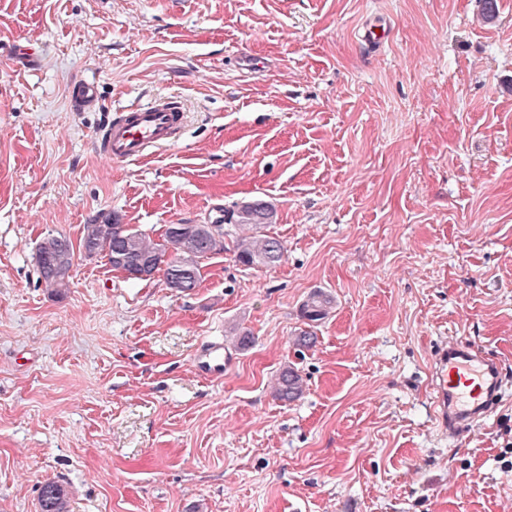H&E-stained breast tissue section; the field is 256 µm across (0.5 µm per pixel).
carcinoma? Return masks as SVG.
Here are the masks:
<instances>
[{
	"label": "carcinoma",
	"mask_w": 512,
	"mask_h": 512,
	"mask_svg": "<svg viewBox=\"0 0 512 512\" xmlns=\"http://www.w3.org/2000/svg\"><path fill=\"white\" fill-rule=\"evenodd\" d=\"M272 204L255 200L241 205L227 225L170 224L161 239L150 236L119 220H104L100 224L84 225L81 241L90 245L89 255H104L113 269L131 280L143 281L163 269L167 284L180 292L197 288L200 263L204 258L224 249V238H230L235 260L246 267H267L280 263L285 254L283 243L264 233V227L274 222ZM74 246L70 238L49 235L38 244L36 261L53 263L62 268L73 266ZM44 288L60 295L69 281L57 274L40 271ZM335 304L333 296L322 290L312 291L301 306L302 317L310 323L323 320ZM306 390V380L291 365L283 366L275 380V397L293 402ZM71 489L57 481L47 482L41 488L40 512H68Z\"/></svg>",
	"instance_id": "cac0c4a2"
}]
</instances>
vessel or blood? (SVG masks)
<instances>
[{
	"mask_svg": "<svg viewBox=\"0 0 512 512\" xmlns=\"http://www.w3.org/2000/svg\"><path fill=\"white\" fill-rule=\"evenodd\" d=\"M184 119L179 101L172 97L120 108L97 131L95 149L116 162L142 159L174 143ZM232 357L223 339L216 337L206 341L193 364L202 375L220 377ZM433 389L438 418L449 436H456L486 415L489 403L501 395L500 366L470 343H449L437 353Z\"/></svg>",
	"mask_w": 512,
	"mask_h": 512,
	"instance_id": "b4317fda",
	"label": "vessel or blood"
}]
</instances>
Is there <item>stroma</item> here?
<instances>
[{"label": "stroma", "mask_w": 512, "mask_h": 512, "mask_svg": "<svg viewBox=\"0 0 512 512\" xmlns=\"http://www.w3.org/2000/svg\"><path fill=\"white\" fill-rule=\"evenodd\" d=\"M0 0V512H512V0ZM375 24L385 38L364 39ZM34 48L25 62L15 48ZM90 82L95 109L70 89ZM158 95L181 139L134 163L94 146ZM274 204L282 262L232 252L198 288L76 253L43 288L37 244L111 215L151 237ZM336 306L298 349L300 306ZM254 338L219 379L192 361ZM504 377L449 437L441 346ZM305 394L275 399L283 365ZM71 489L68 486L52 481L41 488L39 507L41 512H68L67 505Z\"/></svg>", "instance_id": "1"}]
</instances>
